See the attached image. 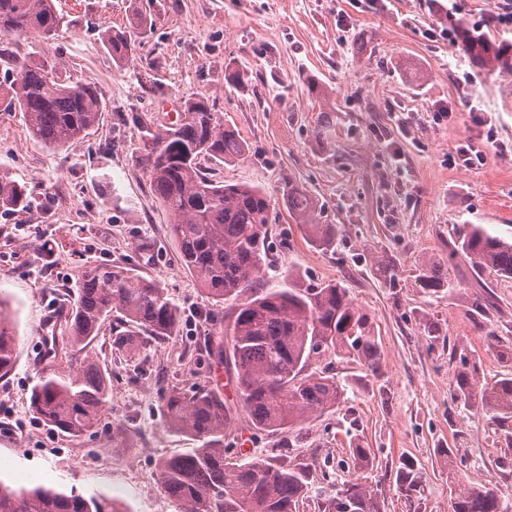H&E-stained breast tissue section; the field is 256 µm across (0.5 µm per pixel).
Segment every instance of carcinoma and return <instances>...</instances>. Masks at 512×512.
Returning a JSON list of instances; mask_svg holds the SVG:
<instances>
[{"mask_svg":"<svg viewBox=\"0 0 512 512\" xmlns=\"http://www.w3.org/2000/svg\"><path fill=\"white\" fill-rule=\"evenodd\" d=\"M61 18L53 0H0V39L35 32L57 35ZM461 29V46L478 62L512 70V44L495 46ZM112 59L124 62L137 54L132 34L102 29ZM13 79L0 83L5 110L23 113L28 134L52 148H68L88 135L104 111L94 84L58 75L45 62L11 58ZM143 152L136 161L147 172L153 192L171 216L168 232L178 246L182 267L191 273L212 304L221 307L242 294L233 318L224 328L227 346L220 352L234 366L241 407L254 429L269 434L303 429L344 399L345 388L328 367L309 370L329 356L358 361L368 371L379 369V344L371 318L355 307L346 288L257 287L269 266V228L276 220L270 196L259 187L226 184L207 177L203 163L234 161L247 145L209 101L188 100L178 119L157 127L152 118L136 117ZM283 202L310 240L333 244L337 227L319 223L315 199L291 185ZM24 187L0 175V210L27 209ZM453 254L481 268L512 278V242L490 235L478 224L460 229ZM422 287L432 294L449 285L448 268L432 265L422 275ZM123 314L129 329L115 337L119 351L139 349L175 336L181 315L160 284L130 268L91 264L81 274L68 320L71 342L80 345L98 336L112 312ZM15 361V333L0 299V377ZM109 380L98 361L89 357L79 372L64 374L50 366L32 387L34 415L57 430L79 437L98 421L107 403ZM483 409L501 419L512 418V378L479 395ZM235 407L216 388L188 392L173 387L164 395L163 411L171 431L200 443L187 453L162 459L157 468L164 491L180 512H299L309 496L316 460L268 457L235 460L224 446ZM351 457L363 475L331 493L317 494L319 512H382L380 496L366 476L369 453L357 445ZM0 512H130L102 494L37 485L13 489L0 483ZM452 512H504L502 493L473 488L456 497Z\"/></svg>","mask_w":512,"mask_h":512,"instance_id":"carcinoma-1","label":"carcinoma"}]
</instances>
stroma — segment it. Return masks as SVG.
<instances>
[{
    "mask_svg": "<svg viewBox=\"0 0 512 512\" xmlns=\"http://www.w3.org/2000/svg\"><path fill=\"white\" fill-rule=\"evenodd\" d=\"M55 39L0 41L8 54L57 65L94 83L105 105L94 130L53 149L32 139L21 113L0 111V174L24 186L32 209L0 214V295L11 304L15 364L0 377V481L76 488L123 499L131 512H180L157 478L159 460L193 448L170 432L163 394L177 386H221L231 374L206 347L214 308L185 271L169 236L171 217L138 166L132 118L175 121L181 105L206 98L248 146L239 160L206 163L211 179L247 183L270 195L274 286L337 283L367 313L381 346L380 368L334 359L345 400L303 429L292 452L314 458V487L357 476L349 448H366L384 512H452L473 487L512 490V420L499 422L455 398L512 378V278L453 255L462 225L512 240V72L485 70L437 31L463 18L483 21L493 44L512 42L495 20L497 0H54ZM140 51L118 63L99 29L131 28ZM132 29V28H131ZM154 62L161 85L139 76ZM244 82L229 86L224 73ZM407 117L394 122V113ZM497 147H486L488 135ZM464 140L487 149L484 163L449 161ZM296 184L338 228L327 248L312 244L282 199ZM123 265L166 289L181 311L176 335L128 354L113 313L91 343L72 345L60 306L72 305L85 266ZM448 267L452 290L428 293L418 280ZM93 357L110 373L108 403L79 437L32 414L42 369L78 371ZM228 431L238 454L278 452L279 436L252 429L244 411ZM412 462L419 492L397 489Z\"/></svg>",
    "mask_w": 512,
    "mask_h": 512,
    "instance_id": "stroma-1",
    "label": "stroma"
}]
</instances>
